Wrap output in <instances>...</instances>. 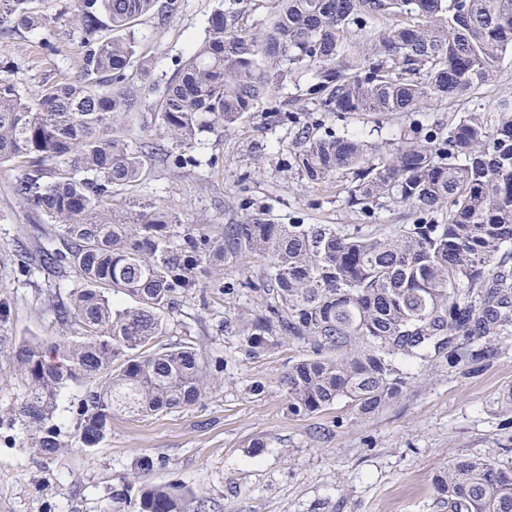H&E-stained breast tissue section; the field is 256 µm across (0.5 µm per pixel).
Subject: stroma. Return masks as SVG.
Wrapping results in <instances>:
<instances>
[{"label": "stroma", "instance_id": "35a3bbf8", "mask_svg": "<svg viewBox=\"0 0 512 512\" xmlns=\"http://www.w3.org/2000/svg\"><path fill=\"white\" fill-rule=\"evenodd\" d=\"M219 8L253 34L270 22L274 3L175 0L172 12L134 23L137 55L150 72L131 68L120 88L136 101L146 126L142 140L165 144L144 106L161 97ZM47 35L43 28H0V67H9L24 90L38 91L80 73L78 38L57 39V51L49 56L41 49ZM309 84L305 76L289 81L236 123L202 134L192 150L195 164L181 167L164 154H146L143 180L117 189L114 203L127 208L161 202L179 223L206 226L213 235L223 234L225 225L252 221L336 224L350 233L363 224L413 223L412 209L393 196L365 210L349 206L352 173L317 186L289 168L287 158L298 148L303 126L357 133L385 146L410 127L448 125L512 96V56L474 94L398 119L327 115L308 94ZM13 175L11 166L0 167V307L6 310L0 318V411L16 407L25 391L15 345L31 338L66 339L70 331L52 302L79 284L69 267L41 268L43 248L61 232L17 199ZM262 265L258 256L234 255L221 275L235 285V294L209 288L179 298L162 314L164 343L195 342L217 381L196 405L143 419L113 418L111 434L90 453L77 430L84 393L65 389L57 410L63 449L50 459L22 448L16 429L0 421V512H137L133 499L140 489L170 484L192 491L185 512H196L201 499L208 512H444L435 503L433 478L455 458L481 457L512 468V332L473 343L458 337V346L471 348V359L443 358L414 368L407 390L374 415H358L341 399L318 413L295 416L279 379L305 355V347L282 337L254 356L237 332L239 318L262 307V295L250 285ZM256 382L263 391H252Z\"/></svg>", "mask_w": 512, "mask_h": 512}]
</instances>
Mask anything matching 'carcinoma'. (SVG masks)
Masks as SVG:
<instances>
[{
    "mask_svg": "<svg viewBox=\"0 0 512 512\" xmlns=\"http://www.w3.org/2000/svg\"><path fill=\"white\" fill-rule=\"evenodd\" d=\"M35 0H0V26L35 29ZM256 36L222 10L147 106L155 127L192 164L198 135L234 124L254 102L299 74L312 79L330 114L406 115L431 101L472 94L512 50V0H274ZM160 0H69L61 16L83 48L82 71L29 94L0 70V166L13 165L15 196L62 231L46 249L48 270L69 265L81 286L57 305L70 339L24 340L13 358L27 391L13 409L22 445L44 458L61 448L57 400L84 389L81 443L95 450L116 415L141 419L195 405L210 388L204 355L191 343L164 347L161 312L178 295L224 288L211 280L225 249L261 257L264 305L239 333L257 355L285 335L310 353L281 378L289 413L305 416L346 399L371 415L403 394L410 366L467 353L457 337L480 339L512 321V97L492 111L399 137L385 152L358 134L302 130L291 166L312 184L352 172L348 203L397 195L412 224L350 234L334 224H232L215 237L179 224L154 202L112 206L119 187L140 181L144 149L117 127L133 99L112 88L136 58L121 36ZM382 23L366 43L350 39ZM49 179H44V175ZM136 300L118 308L113 296ZM447 512H512V470L463 457L436 475ZM191 492L157 485L139 512H183Z\"/></svg>",
    "mask_w": 512,
    "mask_h": 512,
    "instance_id": "cac0c4a2",
    "label": "carcinoma"
}]
</instances>
